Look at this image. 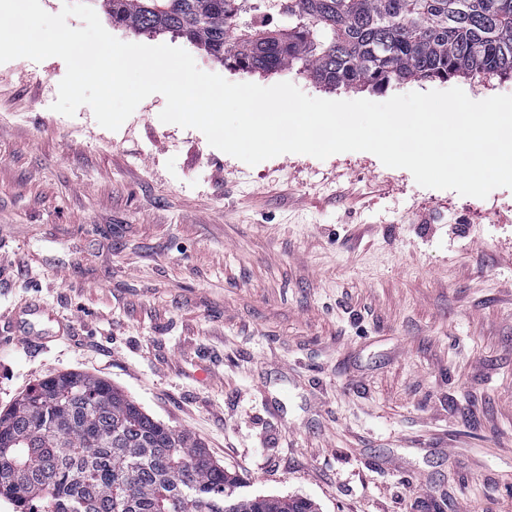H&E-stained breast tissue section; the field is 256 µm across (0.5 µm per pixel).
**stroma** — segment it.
I'll return each mask as SVG.
<instances>
[{"mask_svg": "<svg viewBox=\"0 0 512 512\" xmlns=\"http://www.w3.org/2000/svg\"><path fill=\"white\" fill-rule=\"evenodd\" d=\"M383 102L512 78L330 90ZM64 61L0 63V409L67 371L202 441L251 495L319 512H512V189L419 186L372 153L250 166L166 124L161 94L115 131L52 111ZM48 331V347L20 341Z\"/></svg>", "mask_w": 512, "mask_h": 512, "instance_id": "obj_1", "label": "stroma"}]
</instances>
